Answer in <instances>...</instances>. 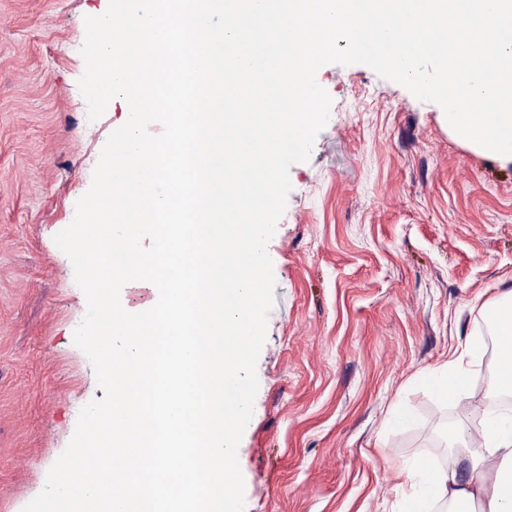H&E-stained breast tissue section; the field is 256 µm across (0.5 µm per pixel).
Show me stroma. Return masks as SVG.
Wrapping results in <instances>:
<instances>
[{
    "label": "stroma",
    "instance_id": "35a3bbf8",
    "mask_svg": "<svg viewBox=\"0 0 512 512\" xmlns=\"http://www.w3.org/2000/svg\"><path fill=\"white\" fill-rule=\"evenodd\" d=\"M109 0H0V512H23L103 398L74 343L87 311L55 235L126 120H90L84 19ZM330 117L267 250L275 303L238 447L244 512H398L409 466L482 428L424 381L512 286V165L455 142L440 106L362 64L322 66ZM410 416L387 425L390 409Z\"/></svg>",
    "mask_w": 512,
    "mask_h": 512
}]
</instances>
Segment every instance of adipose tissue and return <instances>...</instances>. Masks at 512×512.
<instances>
[{
	"label": "adipose tissue",
	"instance_id": "1",
	"mask_svg": "<svg viewBox=\"0 0 512 512\" xmlns=\"http://www.w3.org/2000/svg\"><path fill=\"white\" fill-rule=\"evenodd\" d=\"M480 313L496 336L500 359L482 390H475L471 367L483 355L480 340L469 341L460 353L437 369L431 381L436 390L457 405L491 403L512 392V289H502L485 302ZM446 447L459 449L474 470L493 473L492 485L460 482L450 467L431 470L418 490L406 500L404 512H430L433 504L445 502L448 512H468V505L481 502V512H512V414L492 412L480 433L458 424L446 432Z\"/></svg>",
	"mask_w": 512,
	"mask_h": 512
}]
</instances>
